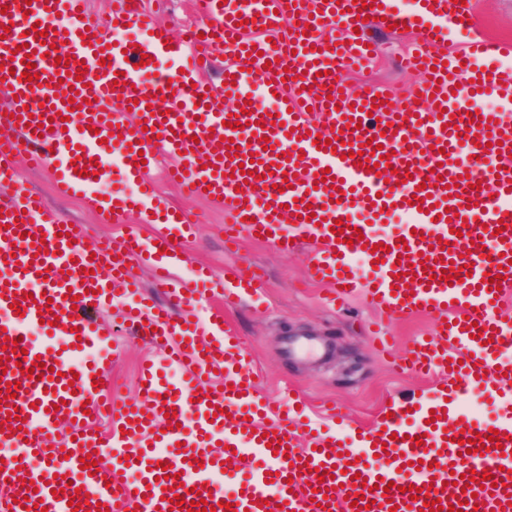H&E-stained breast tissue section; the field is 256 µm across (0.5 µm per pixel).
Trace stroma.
<instances>
[{
  "label": "stroma",
  "instance_id": "stroma-1",
  "mask_svg": "<svg viewBox=\"0 0 512 512\" xmlns=\"http://www.w3.org/2000/svg\"><path fill=\"white\" fill-rule=\"evenodd\" d=\"M471 2L475 34L512 44V0ZM365 35L375 43L376 57L365 70L348 74V85L375 82L398 97L411 95L422 77L405 72L400 58L419 40V31L391 34L370 28ZM16 166L28 187L50 209L68 223L81 225L85 247L126 233L151 239V224L133 216L112 224L100 223L99 206L93 198L62 195L50 171L27 166L21 159ZM147 190L156 195L159 207L181 210L194 223L193 234L184 245L189 261L174 267L178 279H189L193 267L200 264L217 272L256 268L263 274L260 302L246 298L224 312L232 336L246 348L262 394L278 398L286 389H294L304 396L306 413L325 429L329 422L323 409L329 403L341 405L352 424L369 427L377 423L393 400L430 392L431 382L410 376L393 364L394 358L409 353L418 337L433 334L434 323L428 316L414 314L381 320L361 297L330 306L325 300V285L307 277V249L285 255L244 231L238 233L236 243L227 244L223 207L212 200L187 196L167 182L163 169L150 174ZM97 321L111 331L117 345V360L109 377L123 398L134 399L139 363L154 355L155 350L141 337L129 334L114 309L100 311ZM377 325L395 336L392 353L382 352L372 333ZM291 336L314 338L326 352L316 358L286 355L285 341Z\"/></svg>",
  "mask_w": 512,
  "mask_h": 512
}]
</instances>
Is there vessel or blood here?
Listing matches in <instances>:
<instances>
[{
	"label": "vessel or blood",
	"mask_w": 512,
	"mask_h": 512,
	"mask_svg": "<svg viewBox=\"0 0 512 512\" xmlns=\"http://www.w3.org/2000/svg\"><path fill=\"white\" fill-rule=\"evenodd\" d=\"M199 0L204 17L173 40L141 0H112L125 40L103 35L87 0H0V512H512V417L489 424L450 415L437 396L400 402L378 427L321 432L260 394L223 310L199 317L206 294L232 304L258 294V275L173 280L170 256L191 234L182 213L156 211L151 243L133 234L90 249L21 180L14 157L51 170L59 191L109 184L108 147L127 181L144 183L160 153L171 179L220 200L231 228L281 252L315 248L311 279L330 302L362 294L393 314L423 312L437 331L418 339L409 369L437 370L460 391L512 382V323L497 310L512 290V121L476 108L492 95L512 108V46L472 37L442 51L473 18L460 0ZM422 27L406 68L425 73L419 103L375 86L348 90L343 74L373 58L368 26ZM223 53L220 83L201 76ZM177 61L174 69L164 60ZM36 80H27L26 68ZM237 115L235 128L225 127ZM328 133L330 144L315 137ZM395 180L384 177L387 168ZM408 214L387 230L363 212ZM342 231H334L335 222ZM152 264L166 304L140 294L134 262ZM467 277H459L460 268ZM448 277L431 279V271ZM116 308L160 353L141 368L137 400L108 394L103 369L80 363L107 338L93 310ZM43 335L33 342L31 332ZM40 376H28L35 361ZM179 379H170V372ZM75 380H68V373ZM72 436L56 443L59 421ZM500 442H490L491 432ZM484 437L482 451L466 439ZM109 458L94 472L80 460ZM247 472L216 488L227 462ZM488 473L480 487L469 471Z\"/></svg>",
	"instance_id": "b4317fda"
}]
</instances>
